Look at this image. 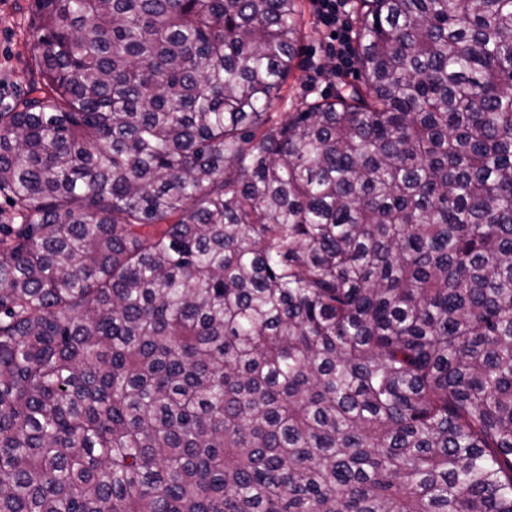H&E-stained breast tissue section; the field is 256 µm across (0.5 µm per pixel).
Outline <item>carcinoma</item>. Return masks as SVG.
Instances as JSON below:
<instances>
[{
  "mask_svg": "<svg viewBox=\"0 0 512 512\" xmlns=\"http://www.w3.org/2000/svg\"><path fill=\"white\" fill-rule=\"evenodd\" d=\"M32 0L0 111V512H512V0ZM304 5V33L299 43L300 67L288 78L281 92V99L275 101L272 112H295L294 102L300 96L309 100L332 96L345 85L357 83V71L353 59L349 63V38L344 22L350 0H300ZM314 5V9H313ZM320 22L319 25L315 15ZM333 58L329 55V39ZM337 33L333 38L332 34ZM337 41V47H336Z\"/></svg>",
  "mask_w": 512,
  "mask_h": 512,
  "instance_id": "obj_1",
  "label": "carcinoma"
}]
</instances>
